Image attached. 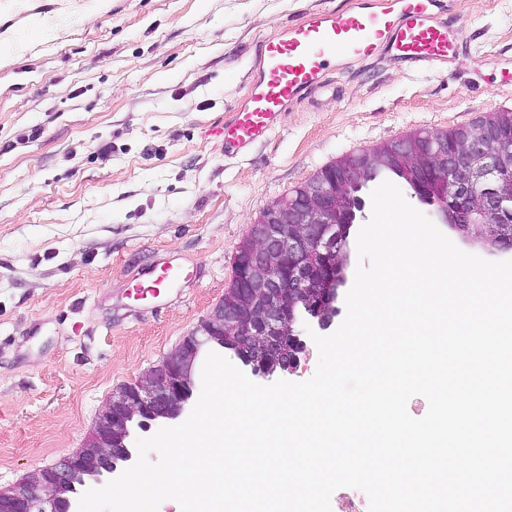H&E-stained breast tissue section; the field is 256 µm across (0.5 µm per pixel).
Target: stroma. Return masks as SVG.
I'll return each mask as SVG.
<instances>
[{"instance_id": "1", "label": "stroma", "mask_w": 512, "mask_h": 512, "mask_svg": "<svg viewBox=\"0 0 512 512\" xmlns=\"http://www.w3.org/2000/svg\"><path fill=\"white\" fill-rule=\"evenodd\" d=\"M345 2L0 0V488L82 448L163 364L269 205L346 155L512 111V0H454L455 65L333 71L225 158L207 130L261 42Z\"/></svg>"}]
</instances>
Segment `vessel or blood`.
<instances>
[{
    "mask_svg": "<svg viewBox=\"0 0 512 512\" xmlns=\"http://www.w3.org/2000/svg\"><path fill=\"white\" fill-rule=\"evenodd\" d=\"M448 0H353L305 15L265 41L249 95L218 133L224 155L246 154L267 139L283 112L322 87L329 70L383 55L406 67L444 64L456 51Z\"/></svg>",
    "mask_w": 512,
    "mask_h": 512,
    "instance_id": "b4317fda",
    "label": "vessel or blood"
}]
</instances>
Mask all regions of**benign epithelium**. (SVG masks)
<instances>
[{
	"mask_svg": "<svg viewBox=\"0 0 512 512\" xmlns=\"http://www.w3.org/2000/svg\"><path fill=\"white\" fill-rule=\"evenodd\" d=\"M500 129L488 116L456 128L451 151L446 131L408 135L341 158L332 175L318 174L273 203L251 227L224 300L161 367L113 393L85 447L0 489V512H77L87 482L113 477L132 459L133 427L145 431L152 421L185 412L195 389L190 367L202 342L234 337L237 358L263 380L293 372L306 350L305 326L327 330L338 313V293L330 285L347 282L348 236L366 218L358 191L370 171L402 167L411 197L430 207L439 223L466 234L482 224L493 247H511L512 141ZM298 303L306 316L295 315Z\"/></svg>",
	"mask_w": 512,
	"mask_h": 512,
	"instance_id": "benign-epithelium-1",
	"label": "benign epithelium"
}]
</instances>
